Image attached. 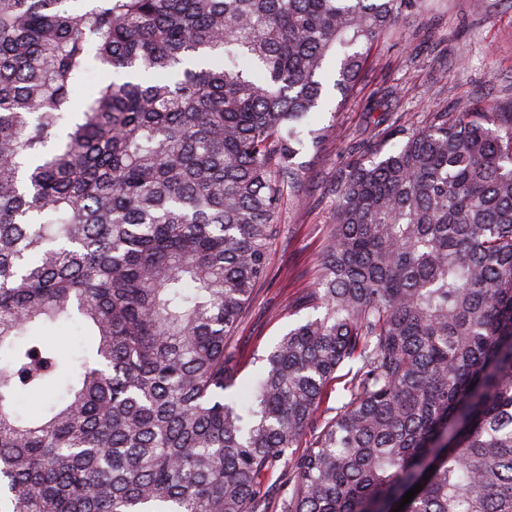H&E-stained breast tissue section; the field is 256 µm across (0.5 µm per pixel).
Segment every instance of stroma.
<instances>
[{"label":"stroma","mask_w":512,"mask_h":512,"mask_svg":"<svg viewBox=\"0 0 512 512\" xmlns=\"http://www.w3.org/2000/svg\"><path fill=\"white\" fill-rule=\"evenodd\" d=\"M463 98L490 112L512 110V0H427L373 48L353 94L317 114L330 133L319 150L301 157L305 203L284 204L285 229L271 248L269 277L232 339L240 354L238 388L296 320L295 306L312 285L332 222L329 186L352 160L353 143L374 135L373 117L412 129Z\"/></svg>","instance_id":"obj_1"}]
</instances>
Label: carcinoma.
<instances>
[{
	"instance_id": "1",
	"label": "carcinoma",
	"mask_w": 512,
	"mask_h": 512,
	"mask_svg": "<svg viewBox=\"0 0 512 512\" xmlns=\"http://www.w3.org/2000/svg\"><path fill=\"white\" fill-rule=\"evenodd\" d=\"M423 3L0 0V512H512V111L363 144L225 397L325 69L346 98Z\"/></svg>"
}]
</instances>
